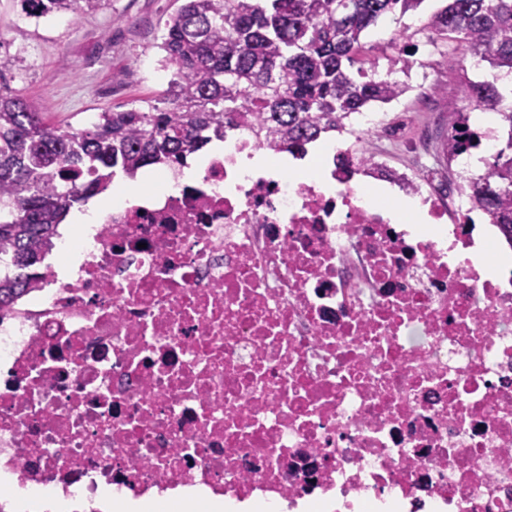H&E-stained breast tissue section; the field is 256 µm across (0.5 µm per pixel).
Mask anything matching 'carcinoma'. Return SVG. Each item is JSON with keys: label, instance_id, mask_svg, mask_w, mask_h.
Masks as SVG:
<instances>
[{"label": "carcinoma", "instance_id": "carcinoma-1", "mask_svg": "<svg viewBox=\"0 0 512 512\" xmlns=\"http://www.w3.org/2000/svg\"><path fill=\"white\" fill-rule=\"evenodd\" d=\"M423 0H183L165 20L159 49L173 79L146 109L106 110L90 127L51 125L39 108L4 86L0 72V309L40 279L70 210L108 188L117 172L171 166L249 127L303 155L346 128L372 103H390L406 83L354 68L364 32L388 13ZM102 0H43L41 16L73 21ZM494 70L512 72V0H448L424 23ZM466 104L448 102V125L464 137L443 144L444 160L481 145L474 108L501 117L505 145L461 189L512 244V105L490 83L466 85Z\"/></svg>", "mask_w": 512, "mask_h": 512}]
</instances>
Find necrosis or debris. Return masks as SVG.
Returning <instances> with one entry per match:
<instances>
[{
  "instance_id": "necrosis-or-debris-1",
  "label": "necrosis or debris",
  "mask_w": 512,
  "mask_h": 512,
  "mask_svg": "<svg viewBox=\"0 0 512 512\" xmlns=\"http://www.w3.org/2000/svg\"><path fill=\"white\" fill-rule=\"evenodd\" d=\"M354 158L428 217L239 128L194 182L104 209L0 310V512L175 492L182 512H512V276L476 203ZM265 156L256 172L239 154Z\"/></svg>"
}]
</instances>
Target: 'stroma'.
<instances>
[{
  "mask_svg": "<svg viewBox=\"0 0 512 512\" xmlns=\"http://www.w3.org/2000/svg\"><path fill=\"white\" fill-rule=\"evenodd\" d=\"M181 0H104L74 22L65 15L40 20L24 17L18 0H0V38L11 55L0 64L7 84L37 104L49 122L85 128L106 109L147 108L166 91L171 74L163 70L158 45L166 19ZM447 0H423L405 15L381 18L363 38L361 66L382 79L406 80L392 58L430 60V82L440 104L463 100L468 81L482 80L480 69L463 64L455 45L425 52L416 29ZM402 29L412 38L399 37Z\"/></svg>",
  "mask_w": 512,
  "mask_h": 512,
  "instance_id": "stroma-1",
  "label": "stroma"
}]
</instances>
